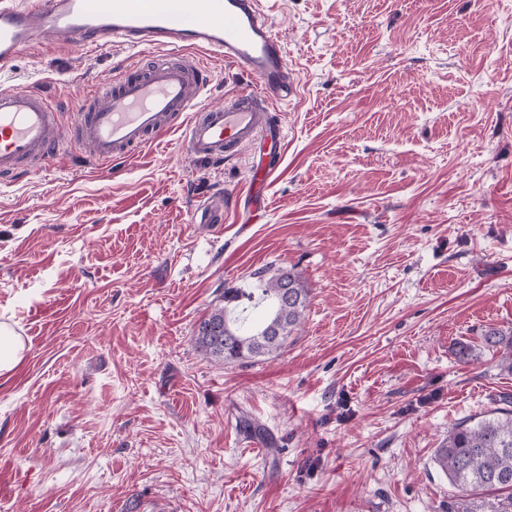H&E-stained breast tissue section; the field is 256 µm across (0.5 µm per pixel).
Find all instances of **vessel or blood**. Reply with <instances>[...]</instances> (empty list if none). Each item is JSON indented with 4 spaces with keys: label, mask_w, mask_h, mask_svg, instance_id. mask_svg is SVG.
<instances>
[{
    "label": "vessel or blood",
    "mask_w": 512,
    "mask_h": 512,
    "mask_svg": "<svg viewBox=\"0 0 512 512\" xmlns=\"http://www.w3.org/2000/svg\"><path fill=\"white\" fill-rule=\"evenodd\" d=\"M47 42L152 54L143 68L119 69L88 92L75 125L95 159L126 158L175 131L192 160L219 162L257 145L262 156L245 194L262 208L286 150L274 105L298 99L301 83L261 0H0V74ZM194 49L249 74L255 90L220 105L198 103L210 71L191 57ZM59 110L43 91L0 87L1 179L55 155L63 139ZM223 219L219 196L199 205L192 221L218 227Z\"/></svg>",
    "instance_id": "obj_1"
}]
</instances>
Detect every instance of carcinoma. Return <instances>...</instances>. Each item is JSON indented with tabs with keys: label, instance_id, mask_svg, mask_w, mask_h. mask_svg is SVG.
<instances>
[{
	"label": "carcinoma",
	"instance_id": "cac0c4a2",
	"mask_svg": "<svg viewBox=\"0 0 512 512\" xmlns=\"http://www.w3.org/2000/svg\"><path fill=\"white\" fill-rule=\"evenodd\" d=\"M254 278L248 288L224 289V306L199 322L195 340L206 354L223 362L271 355L284 348L302 323L308 290L296 273L278 270L268 276L262 270ZM285 288L293 298L286 309L281 304ZM243 301L267 307L268 317L259 327H246L245 318L236 314ZM484 341L489 348L505 346L500 362L512 371V339L505 342L501 332L490 329ZM434 463L460 492L450 512H474L471 499L485 494L512 503V410L493 409L448 428Z\"/></svg>",
	"mask_w": 512,
	"mask_h": 512
}]
</instances>
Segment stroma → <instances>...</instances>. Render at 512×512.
Wrapping results in <instances>:
<instances>
[{"label": "stroma", "mask_w": 512, "mask_h": 512, "mask_svg": "<svg viewBox=\"0 0 512 512\" xmlns=\"http://www.w3.org/2000/svg\"><path fill=\"white\" fill-rule=\"evenodd\" d=\"M301 80L281 172L191 161L170 136L98 163L70 145L0 184V512H448L451 425L512 372V0H264ZM138 58L45 44L0 74L80 106ZM206 101L255 87L208 61ZM227 194L222 232L189 221ZM296 272L285 348L223 363L198 323L254 272ZM473 348L458 361L457 342ZM264 435L246 430V423ZM25 343L7 323H0V376L9 375L23 357Z\"/></svg>", "instance_id": "obj_1"}]
</instances>
